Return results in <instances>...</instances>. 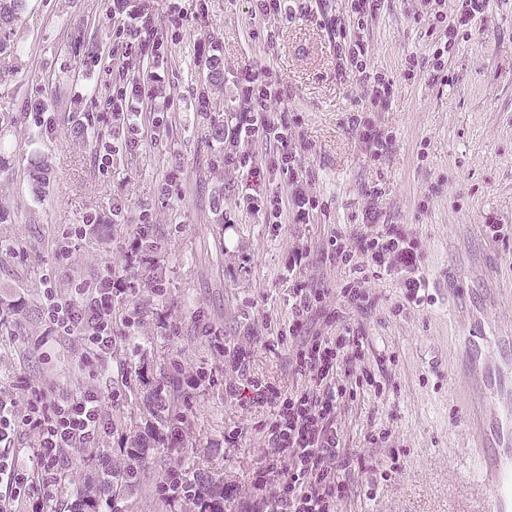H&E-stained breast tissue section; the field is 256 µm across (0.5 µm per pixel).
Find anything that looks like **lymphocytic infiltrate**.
Here are the masks:
<instances>
[{"label": "lymphocytic infiltrate", "instance_id": "f902f5d3", "mask_svg": "<svg viewBox=\"0 0 512 512\" xmlns=\"http://www.w3.org/2000/svg\"><path fill=\"white\" fill-rule=\"evenodd\" d=\"M238 86L243 108L230 133L231 140H275L282 146L280 166L288 178L287 199L270 200L276 215L291 213L297 222L310 214L311 200L300 184L296 154L289 151L288 128L268 120L265 113L278 90L260 73L241 74ZM358 249L373 266L390 270L394 265L415 266L414 247L397 227L383 225L376 236L360 239ZM118 291L111 265H104L92 282L69 294L44 289L41 306L45 322L42 336L32 343L41 350L63 338L77 341L76 353L42 378L28 373L11 375L8 389L0 390V445L12 447L26 435L32 443L24 456L0 457V485L10 498L24 501L28 512H49L51 502L65 499L66 512H121L115 488L133 491L126 469L103 470L100 479L63 489L61 473L75 449L96 448L112 438V417L106 401L117 392L103 393L95 381L112 367L117 339L112 327V298ZM364 346L355 333L309 336L292 359L296 373L307 381L305 389L283 400L266 428L272 453L262 473L260 497L247 502L248 512H335L345 484L340 477L351 462L343 456L337 410L347 394L338 381L343 356H354ZM187 437L186 416L176 412L152 439H138L125 449L126 460H140L148 443L182 454ZM154 491L167 505L189 503L196 512H224L234 501L233 489L204 478L193 465L169 467Z\"/></svg>", "mask_w": 512, "mask_h": 512}]
</instances>
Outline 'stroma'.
<instances>
[{"label":"stroma","instance_id":"stroma-1","mask_svg":"<svg viewBox=\"0 0 512 512\" xmlns=\"http://www.w3.org/2000/svg\"><path fill=\"white\" fill-rule=\"evenodd\" d=\"M139 2L132 15L123 0H27L18 52L0 59V300L19 302L17 334H42L43 288L69 292L111 263L127 284L114 313L137 319L118 326L112 369L97 382L122 394L114 437L157 428V394L175 370L204 368L211 382L188 407L181 459L245 499L270 452L266 424L306 384L291 366L295 290L324 286L327 316L310 333L365 338L337 413L343 446L383 469L400 463L372 498L365 475L346 473L336 512H467L477 383L459 375L458 354L469 336H512V0H488L459 34L442 83L433 52L462 0H381L362 19L348 0H306L265 20L255 0ZM342 34L366 45L365 74L340 70ZM213 54L224 84L209 88L201 77ZM250 69L278 89L268 117L288 124L308 223L286 214L273 224L248 205L287 192L277 142L211 136L240 112L237 80ZM375 74L389 85L383 104L369 96ZM368 128L387 137L384 151L368 149ZM369 209L379 224L364 220ZM145 219L158 247L132 272L129 242ZM383 222L417 251L418 300L403 274L326 257L330 240L354 251ZM78 224L87 233L75 238ZM296 251L308 258L292 270ZM353 281L370 308L345 302ZM217 336L227 356L215 353ZM177 459L147 448L124 512H169L153 489Z\"/></svg>","mask_w":512,"mask_h":512}]
</instances>
